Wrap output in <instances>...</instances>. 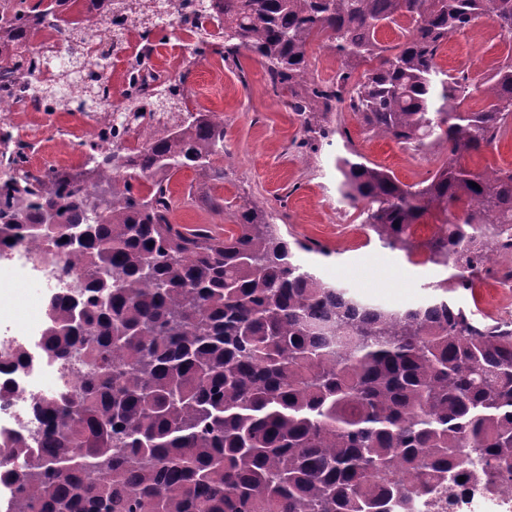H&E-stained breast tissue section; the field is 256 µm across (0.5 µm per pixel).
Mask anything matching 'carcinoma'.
I'll return each mask as SVG.
<instances>
[{"label": "carcinoma", "instance_id": "1", "mask_svg": "<svg viewBox=\"0 0 512 512\" xmlns=\"http://www.w3.org/2000/svg\"><path fill=\"white\" fill-rule=\"evenodd\" d=\"M73 0H0V60L13 62L35 100L95 112L106 93L81 81L90 26L67 29L64 46L36 40ZM174 0H88L86 13L151 8ZM217 13L195 33L185 71L152 100L119 108L112 146L83 144L95 165L50 169L25 157L0 172V255L7 239L82 292L45 304L42 355L79 357L87 369L70 392L34 400L46 419L38 447L0 437L3 479L24 493L0 512H413L448 496L471 468L484 494L512 490V321L476 319L457 303L488 255L512 251V168L473 172L464 154L496 142L512 118V54L483 82L485 104L462 109L470 77L440 70L448 36L489 17L512 43V0H198ZM410 20L404 40L383 45L384 27ZM316 36L338 56L336 79L307 80ZM224 39V61L259 56L271 85L302 88L290 102L306 131L346 102L372 134L446 161L406 185L350 149L337 159L339 193L365 205L382 245L449 270L419 302L385 307L327 282L300 253L326 250L281 233L256 206L217 236L171 218V175L190 169L215 182L224 169V121L187 112L138 152L120 142L129 115L181 112L202 46ZM63 60L55 79L23 72L25 55ZM372 64L361 77L355 70ZM145 178L147 190L133 182ZM479 188H474L471 183ZM463 205V215L452 208ZM426 217L436 230L413 239ZM23 459L19 472L4 462Z\"/></svg>", "mask_w": 512, "mask_h": 512}]
</instances>
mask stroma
Returning <instances> with one entry per match:
<instances>
[{
    "instance_id": "obj_1",
    "label": "stroma",
    "mask_w": 512,
    "mask_h": 512,
    "mask_svg": "<svg viewBox=\"0 0 512 512\" xmlns=\"http://www.w3.org/2000/svg\"><path fill=\"white\" fill-rule=\"evenodd\" d=\"M484 17L463 32L450 35L437 57L438 65L456 73L460 61L470 65V94L466 109L484 105L482 81L502 62L508 49ZM189 96L206 111L224 118V155L217 161L224 169L217 183L184 170L171 180L172 220L192 228L208 225L213 233L232 229L242 208L253 205L271 214L283 234L310 240L330 250V257L304 254L317 273L386 305H409L421 300L425 286L442 276L426 263L425 253L413 257L383 248L375 234L364 227L361 207L342 200L338 190L336 159L354 148L369 161L393 173L402 183L416 184L434 174L445 162L442 148H428V164L418 162V153L389 138L372 136L348 105H340L328 117L332 133L318 140L316 149L300 148L304 126L289 103L288 89H272L263 62L250 52H241L238 63H221L214 56L200 59L186 80ZM56 125L67 140L49 136L41 147L45 164L56 165L72 157L73 146L91 139L93 133L78 112H59ZM223 200L222 210L200 207L197 196L207 192ZM512 269V254L494 253L486 269L465 292L460 302L476 316H512V286L503 275ZM0 336L28 329L42 315L44 293L21 259L0 264Z\"/></svg>"
}]
</instances>
